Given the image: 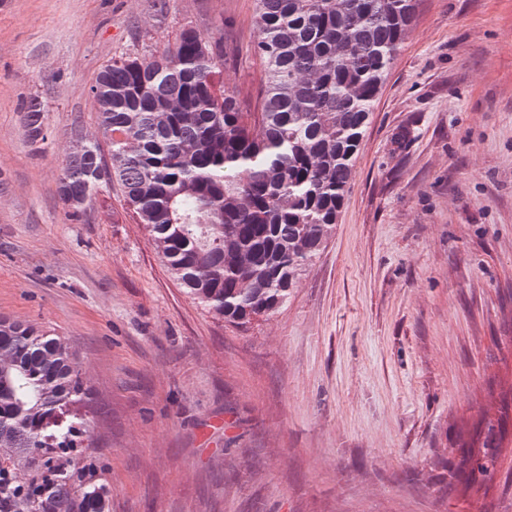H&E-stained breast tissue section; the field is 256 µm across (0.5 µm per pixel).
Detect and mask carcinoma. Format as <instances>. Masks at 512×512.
Masks as SVG:
<instances>
[{
    "mask_svg": "<svg viewBox=\"0 0 512 512\" xmlns=\"http://www.w3.org/2000/svg\"><path fill=\"white\" fill-rule=\"evenodd\" d=\"M417 0H256L254 112L224 87V45L193 27L159 56L119 55L90 86L96 138L63 162L62 200L119 190L173 279L217 320L248 328L282 309L326 247L377 97ZM32 143L41 102L26 104ZM65 338L0 317V502L12 512H110L106 485L75 484L88 398ZM499 421L448 453L493 481ZM31 475L26 483L16 472Z\"/></svg>",
    "mask_w": 512,
    "mask_h": 512,
    "instance_id": "1",
    "label": "carcinoma"
}]
</instances>
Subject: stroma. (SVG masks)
Instances as JSON below:
<instances>
[{"mask_svg":"<svg viewBox=\"0 0 512 512\" xmlns=\"http://www.w3.org/2000/svg\"><path fill=\"white\" fill-rule=\"evenodd\" d=\"M254 0H0V317L65 336L112 512H478L445 453L512 420V0H418L334 232L269 320L214 319L117 193H57L115 56L193 27L253 111ZM44 106L32 145L24 104Z\"/></svg>","mask_w":512,"mask_h":512,"instance_id":"stroma-1","label":"stroma"}]
</instances>
